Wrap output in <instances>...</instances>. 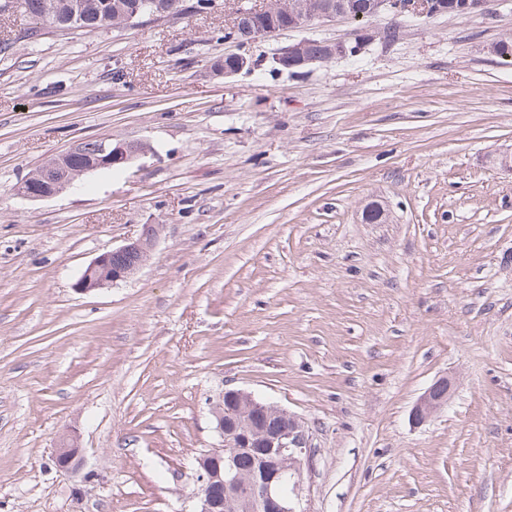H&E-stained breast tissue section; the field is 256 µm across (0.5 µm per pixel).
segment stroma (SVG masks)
I'll return each instance as SVG.
<instances>
[{"label":"stroma","instance_id":"35a3bbf8","mask_svg":"<svg viewBox=\"0 0 512 512\" xmlns=\"http://www.w3.org/2000/svg\"><path fill=\"white\" fill-rule=\"evenodd\" d=\"M218 2L33 45L0 15V512H193L228 388L305 422L303 512H512V63L487 50L512 0L298 73L281 48L353 22L242 45L251 0ZM231 53L253 64L226 78ZM100 138L150 151L17 195ZM146 224L137 275L76 291ZM70 428L84 462L60 471ZM447 381L441 380L430 386L417 400L412 408V420L420 423L425 421L433 413L443 408L449 399L450 385L446 388Z\"/></svg>","mask_w":512,"mask_h":512}]
</instances>
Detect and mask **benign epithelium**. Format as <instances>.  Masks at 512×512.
Here are the masks:
<instances>
[{"instance_id": "7a95c632", "label": "benign epithelium", "mask_w": 512, "mask_h": 512, "mask_svg": "<svg viewBox=\"0 0 512 512\" xmlns=\"http://www.w3.org/2000/svg\"><path fill=\"white\" fill-rule=\"evenodd\" d=\"M395 17L487 16L494 13L486 0H367L363 10L354 12L343 3L326 10L314 8L312 0H259V4L237 13L230 27L232 36L257 37L273 27L279 31L294 30L314 21H332L346 18L361 22L379 13ZM386 36L383 28L358 26L343 40L325 41V50L316 53L314 43L301 39L283 48L274 62L285 69L310 67L315 64L359 54L366 45ZM512 34L505 32L492 42L487 50L500 58L512 56ZM142 143H113L110 138L98 140L95 157L67 177L38 182L25 177L16 187L17 194L31 201L52 198L93 172L114 166H128L145 154ZM160 235L157 224H145L141 234L119 247L101 253L82 271L75 283L81 293L110 288L139 272L151 255ZM449 399L447 381L430 386L412 408V420L420 423L443 408ZM216 429L224 442L222 448H211L198 457L200 487L195 494L194 512H217L219 500L215 489L232 491L224 500L225 512H303L300 507L299 473L307 448L310 447L308 430L303 421L279 405L259 400L245 390L228 388L222 401L212 408ZM251 450L257 458L256 468L247 476L235 465V457L242 450ZM82 457L80 434L71 429L56 444L52 460L62 470H75Z\"/></svg>"}]
</instances>
